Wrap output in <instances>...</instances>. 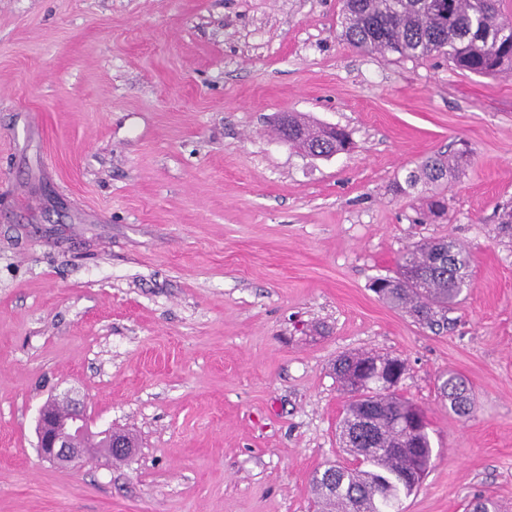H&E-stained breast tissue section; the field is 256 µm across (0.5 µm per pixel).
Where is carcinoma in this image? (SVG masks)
Here are the masks:
<instances>
[{
  "label": "carcinoma",
  "mask_w": 512,
  "mask_h": 512,
  "mask_svg": "<svg viewBox=\"0 0 512 512\" xmlns=\"http://www.w3.org/2000/svg\"><path fill=\"white\" fill-rule=\"evenodd\" d=\"M502 0H343L341 36L351 45L382 56L423 59L441 56L460 71L496 76L512 71V43L487 40L508 25ZM293 135L288 145L310 156L328 157L352 148L349 134L338 127L313 124L288 114ZM464 155L429 157L411 172L408 182L424 179L442 183ZM469 253L451 237L423 243L405 252L393 276L378 278L374 292L410 314L424 328L435 330L448 310L459 305L471 287ZM396 359L373 353L343 354L334 372L347 405L336 428L340 447L352 454L354 465L328 463L311 482L317 512H390L410 495L430 465L433 448L427 427L409 431L400 424L412 402L394 389L375 385L376 367ZM448 410L469 414L466 382L448 372L439 386Z\"/></svg>",
  "instance_id": "cac0c4a2"
}]
</instances>
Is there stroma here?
Masks as SVG:
<instances>
[{"label":"stroma","mask_w":512,"mask_h":512,"mask_svg":"<svg viewBox=\"0 0 512 512\" xmlns=\"http://www.w3.org/2000/svg\"><path fill=\"white\" fill-rule=\"evenodd\" d=\"M342 6L0 0V512H315L314 471L350 460L333 364L358 351L405 361L428 423L400 512H512V73L354 47ZM289 112L353 149L285 145ZM457 151L447 183L406 186ZM448 236L472 286L432 332L370 285ZM66 394L134 454L41 459ZM439 386L442 397L448 400V409L457 416L469 414L471 398L466 382L458 374L448 372Z\"/></svg>","instance_id":"1"}]
</instances>
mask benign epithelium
<instances>
[{"mask_svg":"<svg viewBox=\"0 0 512 512\" xmlns=\"http://www.w3.org/2000/svg\"><path fill=\"white\" fill-rule=\"evenodd\" d=\"M65 398L70 402L67 417L56 418L51 404L47 403L41 408L37 420L39 454L57 466L77 463L91 453L87 443L91 422L85 405L68 394Z\"/></svg>","mask_w":512,"mask_h":512,"instance_id":"1","label":"benign epithelium"}]
</instances>
